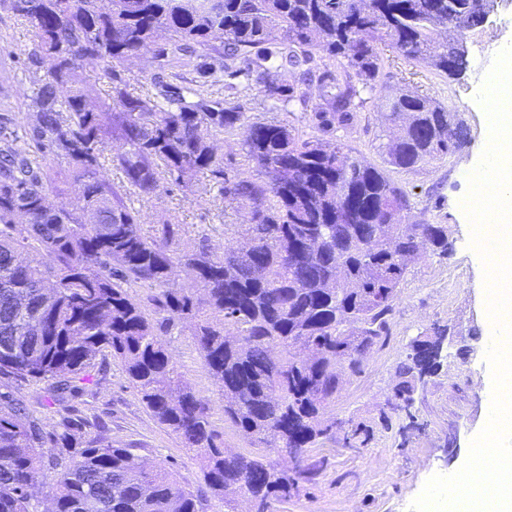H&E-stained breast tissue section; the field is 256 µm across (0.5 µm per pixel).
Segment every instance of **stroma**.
Segmentation results:
<instances>
[{
	"mask_svg": "<svg viewBox=\"0 0 512 512\" xmlns=\"http://www.w3.org/2000/svg\"><path fill=\"white\" fill-rule=\"evenodd\" d=\"M512 44V5L503 7L481 28L468 32V68L448 80L427 63H410L384 48V71L389 86L410 89L452 107L463 121L469 142L448 162L416 172L387 167L391 180L410 195L406 223L444 224L454 243L446 257L425 256L412 264L401 283L390 318L389 332L362 357L361 370L345 376L328 420L340 426L306 452L312 475L277 512H409L434 475H451L468 459L472 440L485 427L492 395L486 387V360L493 328L486 313L484 268L471 245L472 228L462 202L469 191L467 170L476 168L489 137L486 114L473 94L484 48L494 40ZM32 43L30 27L0 8V99L12 112L31 115L28 78L23 60ZM251 118L286 121L310 131L312 112L299 102L276 103L257 90H240ZM384 121L374 103H367L355 122L324 134V141H341L368 161L382 164L378 149ZM194 192L173 184L150 201L134 200L144 226L161 224L178 215L182 239L207 238L214 252L237 238L246 215L226 208L208 174H197ZM447 331V355L442 371L417 385L413 406L404 412L388 406L399 383L398 368L412 339L435 327ZM167 340L180 371L205 398L210 421L226 449L249 454L252 445L224 418V397L215 386L194 344L188 326H175ZM79 415L88 436L117 448L133 449L150 463L174 472L189 489L201 484V466L171 430L159 425L127 383L119 361L107 359L95 367ZM366 426L367 442L348 439L349 424Z\"/></svg>",
	"mask_w": 512,
	"mask_h": 512,
	"instance_id": "obj_1",
	"label": "stroma"
}]
</instances>
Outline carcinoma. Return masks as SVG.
Segmentation results:
<instances>
[{
	"instance_id": "carcinoma-1",
	"label": "carcinoma",
	"mask_w": 512,
	"mask_h": 512,
	"mask_svg": "<svg viewBox=\"0 0 512 512\" xmlns=\"http://www.w3.org/2000/svg\"><path fill=\"white\" fill-rule=\"evenodd\" d=\"M0 0L32 27L25 66L32 118L0 116V378L46 384L37 404L61 414L43 431L30 404L0 392V512H42L35 489L54 473L52 512H199L203 496L252 497L260 512L288 500L292 449L325 436L327 406L342 376L387 331L409 264L452 251L445 224L404 223L408 192L343 142L318 136L353 123L361 92L383 87L379 46L456 78L450 43L480 27L475 0ZM154 48L152 95L135 94L119 69ZM185 56L196 76L168 72ZM112 79L92 98L83 71ZM318 75L312 134L244 112L238 84L289 102L293 86L272 71ZM222 73L231 93L209 96ZM385 162L416 171L460 152L457 113L414 92L378 98ZM239 136L251 167L228 172L215 138ZM118 139L115 183L100 176L98 146ZM62 159L63 169L51 164ZM210 172L224 205L244 211L238 244L215 254L207 240L176 246L170 216L150 236L132 196L153 198L169 181L190 193ZM76 202L60 199L64 187ZM194 287L177 284L179 273ZM144 283L134 298L131 285ZM187 324L224 395V417L263 454L226 455L209 405L184 378L163 336ZM118 360L152 417L201 462L192 491L128 448L83 443L71 417L97 360ZM442 367L438 341L409 346L394 396ZM55 453L47 456L44 448Z\"/></svg>"
}]
</instances>
